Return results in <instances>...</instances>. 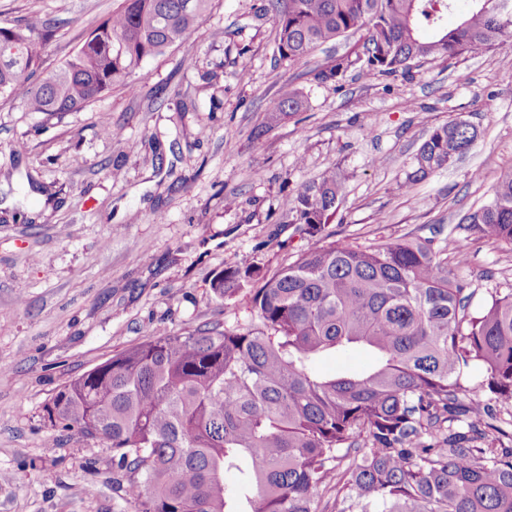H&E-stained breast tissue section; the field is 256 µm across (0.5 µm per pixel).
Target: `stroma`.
Returning a JSON list of instances; mask_svg holds the SVG:
<instances>
[{
  "instance_id": "obj_1",
  "label": "stroma",
  "mask_w": 512,
  "mask_h": 512,
  "mask_svg": "<svg viewBox=\"0 0 512 512\" xmlns=\"http://www.w3.org/2000/svg\"><path fill=\"white\" fill-rule=\"evenodd\" d=\"M266 3L212 0L185 42L86 108L30 112L0 98V512H132L112 489L111 448L57 432L47 404L152 331L246 319L244 297H216L212 278L234 261L273 270L308 248L288 212L296 188L328 168L350 175L336 238L369 245L437 230L449 247L466 245L454 273L474 306L512 292V249L459 224L512 170V42L409 78L354 69L320 84L309 64L279 56ZM115 5L0 0V24L50 23L37 50L52 69ZM290 86L306 110L260 132ZM455 118L476 129L473 148L403 188L427 131Z\"/></svg>"
}]
</instances>
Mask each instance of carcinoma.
<instances>
[{
	"mask_svg": "<svg viewBox=\"0 0 512 512\" xmlns=\"http://www.w3.org/2000/svg\"><path fill=\"white\" fill-rule=\"evenodd\" d=\"M211 0H119L78 50L35 77L38 16L0 26L27 52L24 69L0 66V97L30 112H73L124 82L144 59L182 43ZM269 0L281 57L302 61L320 44L364 37L319 83L354 67L365 79L406 77L438 61L512 39V0ZM290 88L266 112L268 131L306 108ZM475 128H431L413 157L411 187L465 154ZM348 173L301 184L293 223L314 244L271 271L233 263L213 294L247 297L243 323L181 335L154 332L57 391L46 406L60 432L99 440L121 474L133 512H512V292L477 311L436 237L368 246L331 239ZM461 223L512 246V171ZM364 349L370 369L325 375L318 363ZM485 371L483 400L464 384ZM236 483L224 485V474Z\"/></svg>",
	"mask_w": 512,
	"mask_h": 512,
	"instance_id": "carcinoma-1",
	"label": "carcinoma"
}]
</instances>
